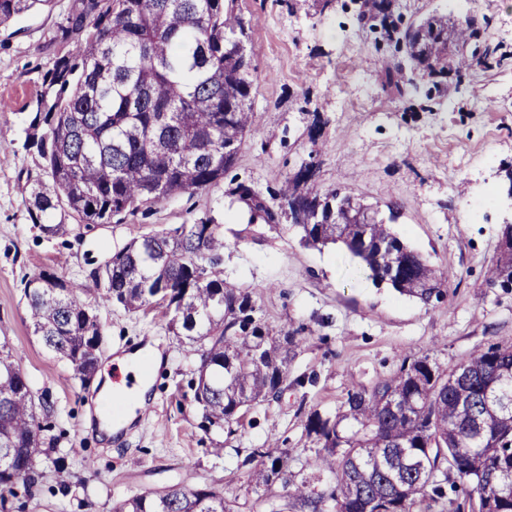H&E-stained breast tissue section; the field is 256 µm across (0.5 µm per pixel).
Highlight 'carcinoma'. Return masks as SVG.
<instances>
[{
    "instance_id": "cac0c4a2",
    "label": "carcinoma",
    "mask_w": 512,
    "mask_h": 512,
    "mask_svg": "<svg viewBox=\"0 0 512 512\" xmlns=\"http://www.w3.org/2000/svg\"><path fill=\"white\" fill-rule=\"evenodd\" d=\"M48 0H0L4 25ZM236 0H77L60 25L70 44L42 76L43 90L26 145L36 149L41 176L26 199L32 223L49 237L70 222L91 229L127 224L180 195L217 186L233 165L256 115L251 57ZM474 29L448 28L432 16L408 34L428 67L448 37L459 44ZM337 190L303 175L286 182L281 198L305 202L301 243H340L378 283L425 302L443 296L444 279L425 257L393 233L388 219L336 229L321 223ZM248 223L280 216L244 183L233 189ZM56 222H44L52 215ZM94 300L82 285L53 273L29 278L24 298L33 335L68 362L80 382L95 374L103 352L97 310L121 306L144 313L162 308L168 328L186 337L197 357L190 381L205 431L231 436L241 411L278 399L288 385L295 337L275 335L255 317L250 292L224 279V225L209 221L141 233L115 247L92 272ZM512 283V246L501 249L490 284ZM464 372L467 381L458 378ZM512 346L473 351L447 369L428 357L404 359L395 376L370 390L352 389L344 410L309 413L308 436L320 451L314 480L288 479V451L266 457L249 480L288 489L279 509L256 499L248 512H512ZM54 410L33 391L8 341H0V500L32 495L38 466L55 449L47 420ZM112 512H240L224 485L147 488L112 504Z\"/></svg>"
}]
</instances>
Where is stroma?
Wrapping results in <instances>:
<instances>
[{
    "mask_svg": "<svg viewBox=\"0 0 512 512\" xmlns=\"http://www.w3.org/2000/svg\"><path fill=\"white\" fill-rule=\"evenodd\" d=\"M387 20L359 21L355 0H237L254 68L256 121L223 183L174 197L128 224L47 238L29 218L25 188L38 173L26 129L41 76L65 52L57 38L73 0L46 5L0 27V336L7 337L37 395L58 414L61 463L41 462L25 512H111L134 492L180 483H220L226 498L253 501L245 463L254 449H288L294 480L310 477L318 453L304 430L311 411L337 414L352 389L393 377L404 359L428 357L446 369L474 349L512 345V288L488 282L512 219V0H387ZM434 15L479 29L501 62L461 71L458 44L435 71L413 64L404 35ZM398 75L402 86L388 78ZM326 188L354 195L380 213L395 209L393 231L445 279L425 303L374 284L343 245L303 246L289 220L251 224L231 194L250 185L272 199L305 165ZM224 227V276L252 294L256 316L296 338L280 400L251 410L222 454L189 387L194 357L168 332L162 309L98 311L103 356L90 387L32 335L23 288L47 271L82 283L93 299L95 268L115 246L151 229L201 220ZM161 362L148 379L154 413L109 436L94 399L115 356L145 346ZM93 466H86V458Z\"/></svg>",
    "mask_w": 512,
    "mask_h": 512,
    "instance_id": "1",
    "label": "stroma"
}]
</instances>
